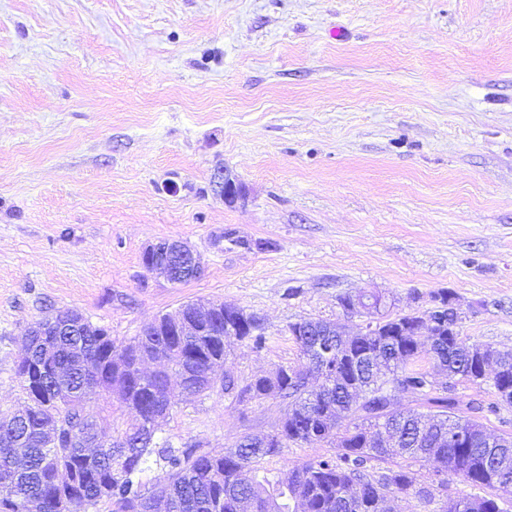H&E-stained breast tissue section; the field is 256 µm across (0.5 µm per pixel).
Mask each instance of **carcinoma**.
<instances>
[{"mask_svg": "<svg viewBox=\"0 0 512 512\" xmlns=\"http://www.w3.org/2000/svg\"><path fill=\"white\" fill-rule=\"evenodd\" d=\"M434 301L421 315L384 313L369 333L347 339L336 335L344 324L305 319L292 327L303 363L279 365L272 378L245 380L224 370L229 331L242 320L238 310H213L198 336L192 330L197 304L187 303L154 317L127 343L112 339L104 326L71 325L68 312H59L44 335L25 337L17 365L24 401L0 413V512H88L105 499L113 512H150V489L140 475L153 457L163 462L164 512H393L389 501L402 496L431 503L448 477L492 494L459 497L455 509L441 512H502L498 500L512 496V446H490L483 424L458 414L456 399L430 389L429 373L415 367L424 355L454 378L480 385L487 373L473 350L492 345L468 344L459 330L448 329V293ZM426 320L431 336L421 344L414 327ZM238 341L263 346L259 316H250ZM328 341L335 350L323 355L321 344ZM499 355L505 371L491 378L496 399L478 406L492 414L512 407V348ZM87 359L98 367V397L110 403L117 393L127 415L120 438L90 450L83 436H98L100 426L85 414ZM173 378L190 396L220 389L241 403L276 394L281 420L265 436L247 433L222 452L160 444L157 433L176 405L166 396ZM392 388L415 394L414 406L391 407ZM51 423L59 435L49 446L43 429ZM451 427L472 436L450 445ZM391 429L401 440L379 447L374 436ZM321 441L335 453L287 466L272 478L263 473L264 463L288 445ZM372 460L395 466L375 474L368 469Z\"/></svg>", "mask_w": 512, "mask_h": 512, "instance_id": "obj_1", "label": "carcinoma"}]
</instances>
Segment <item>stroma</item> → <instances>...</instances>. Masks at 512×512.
Instances as JSON below:
<instances>
[{"label":"stroma","mask_w":512,"mask_h":512,"mask_svg":"<svg viewBox=\"0 0 512 512\" xmlns=\"http://www.w3.org/2000/svg\"><path fill=\"white\" fill-rule=\"evenodd\" d=\"M163 239L203 275H147ZM442 291L465 342L512 347V0H0V410L60 310L119 341L188 302L256 313L247 379L298 364L292 323L361 324L344 294ZM279 411L214 392L157 437L217 452ZM215 190L224 198L225 203L233 205L243 200L244 194L238 180L227 169H218L213 176Z\"/></svg>","instance_id":"obj_1"}]
</instances>
